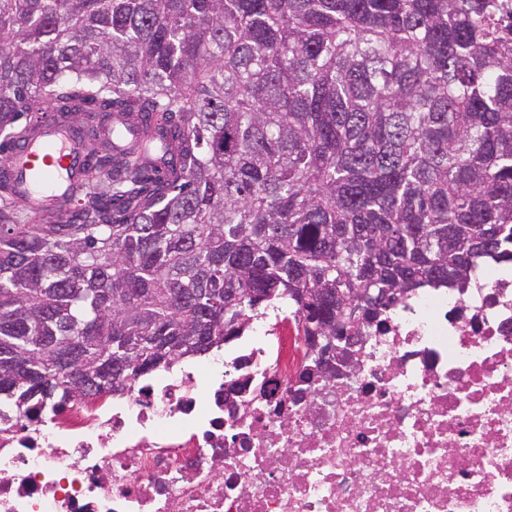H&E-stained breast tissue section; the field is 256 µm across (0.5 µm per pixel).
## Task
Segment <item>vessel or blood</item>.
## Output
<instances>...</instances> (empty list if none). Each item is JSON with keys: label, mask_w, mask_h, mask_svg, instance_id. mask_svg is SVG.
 Segmentation results:
<instances>
[{"label": "vessel or blood", "mask_w": 512, "mask_h": 512, "mask_svg": "<svg viewBox=\"0 0 512 512\" xmlns=\"http://www.w3.org/2000/svg\"><path fill=\"white\" fill-rule=\"evenodd\" d=\"M83 141L81 130L64 117L49 114L16 151L10 174L32 209L42 207L45 195L61 196L63 185L81 179Z\"/></svg>", "instance_id": "obj_1"}]
</instances>
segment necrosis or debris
<instances>
[{"mask_svg": "<svg viewBox=\"0 0 512 512\" xmlns=\"http://www.w3.org/2000/svg\"><path fill=\"white\" fill-rule=\"evenodd\" d=\"M303 325L277 303L213 363L0 405V512H512V261L323 359Z\"/></svg>", "mask_w": 512, "mask_h": 512, "instance_id": "4bbe7bcc", "label": "necrosis or debris"}]
</instances>
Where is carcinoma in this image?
I'll return each instance as SVG.
<instances>
[{
    "mask_svg": "<svg viewBox=\"0 0 512 512\" xmlns=\"http://www.w3.org/2000/svg\"><path fill=\"white\" fill-rule=\"evenodd\" d=\"M498 0H0V404L29 414L240 335L512 261ZM39 112L95 127L74 207L22 223Z\"/></svg>",
    "mask_w": 512,
    "mask_h": 512,
    "instance_id": "carcinoma-1",
    "label": "carcinoma"
}]
</instances>
